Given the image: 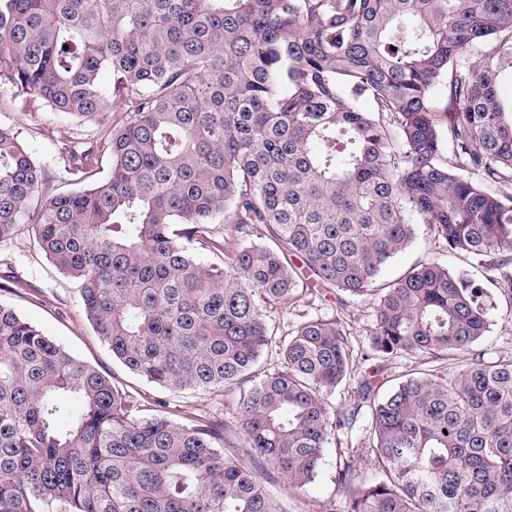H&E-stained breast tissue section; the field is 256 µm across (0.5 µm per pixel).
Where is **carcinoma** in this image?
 Segmentation results:
<instances>
[{
    "instance_id": "obj_1",
    "label": "carcinoma",
    "mask_w": 512,
    "mask_h": 512,
    "mask_svg": "<svg viewBox=\"0 0 512 512\" xmlns=\"http://www.w3.org/2000/svg\"><path fill=\"white\" fill-rule=\"evenodd\" d=\"M505 72L512 0H0V87L100 128L61 141L69 180L111 157L50 195L0 126V241L30 227L112 357L160 387L241 386L279 358L237 403L242 461L202 414L137 417L0 303V512H283L268 486L305 493L364 407L377 475L346 463L322 512H512V359L474 350L494 306L466 273L424 263L383 289L356 372L336 319L279 341L267 322L299 291L370 294L418 224L512 302ZM229 240L223 266L197 259ZM452 351L469 362L379 396L390 360ZM354 372L358 401L331 407Z\"/></svg>"
}]
</instances>
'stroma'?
<instances>
[{
	"instance_id": "1",
	"label": "stroma",
	"mask_w": 512,
	"mask_h": 512,
	"mask_svg": "<svg viewBox=\"0 0 512 512\" xmlns=\"http://www.w3.org/2000/svg\"><path fill=\"white\" fill-rule=\"evenodd\" d=\"M0 125L12 128L20 142L36 157L45 170L51 193L73 190V183L66 180L59 164L60 142L71 134L93 137L96 127L78 125L42 103L25 99L9 87L0 88ZM428 262L451 268L462 265L461 260L449 255L426 225L421 224L416 228L411 245L384 270L380 280L391 281L409 267ZM484 289L495 312L490 332L479 349L489 359L512 358V302L501 297L492 284H485ZM0 302L13 307L72 355L123 384L146 407L154 409L158 404H165L169 418L177 422L201 408L216 419L228 420L224 439L234 444L238 426L231 417L240 396L239 388L224 386L207 392H170L130 373L113 360L108 347L93 331L82 307L78 283L45 258L28 230H21L12 239L0 243ZM375 306L374 297L353 299L336 294L334 289L323 288L317 294H303L274 306L270 317L281 337L306 319L337 318L346 326L354 352L359 353L366 348ZM466 359L463 352L436 356L406 354L387 364L384 385L392 387L406 375L432 366L444 370L456 367ZM351 439L352 448L325 449L316 478L306 494L296 495L281 483L272 486L271 491L281 500L285 512H321L323 505L334 498L338 473L346 462H353L364 477H372L367 452L362 448L369 440L368 432L354 429Z\"/></svg>"
}]
</instances>
